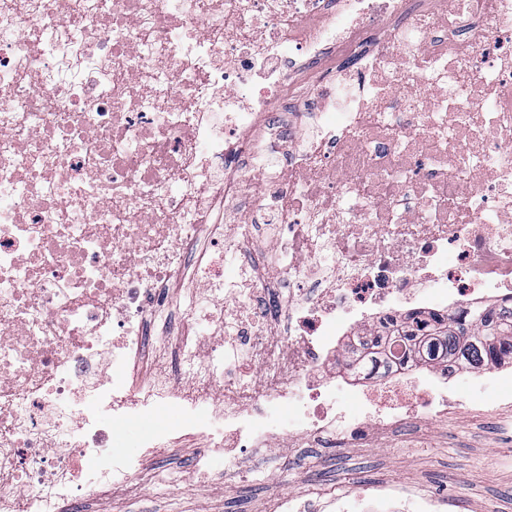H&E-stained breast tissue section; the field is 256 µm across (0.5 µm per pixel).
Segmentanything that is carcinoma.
<instances>
[{
	"mask_svg": "<svg viewBox=\"0 0 512 512\" xmlns=\"http://www.w3.org/2000/svg\"><path fill=\"white\" fill-rule=\"evenodd\" d=\"M397 335L409 353L423 354L450 370L512 357V298L486 311L459 310L441 318L415 320Z\"/></svg>",
	"mask_w": 512,
	"mask_h": 512,
	"instance_id": "1",
	"label": "carcinoma"
}]
</instances>
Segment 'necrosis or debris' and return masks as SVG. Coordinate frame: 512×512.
I'll return each mask as SVG.
<instances>
[{
    "instance_id": "4bbe7bcc",
    "label": "necrosis or debris",
    "mask_w": 512,
    "mask_h": 512,
    "mask_svg": "<svg viewBox=\"0 0 512 512\" xmlns=\"http://www.w3.org/2000/svg\"><path fill=\"white\" fill-rule=\"evenodd\" d=\"M511 294L512 0H0V512L145 477L101 422L168 404L234 478L445 417L403 346L361 378L337 354Z\"/></svg>"
}]
</instances>
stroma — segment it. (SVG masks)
<instances>
[{"mask_svg":"<svg viewBox=\"0 0 512 512\" xmlns=\"http://www.w3.org/2000/svg\"><path fill=\"white\" fill-rule=\"evenodd\" d=\"M203 441L181 439L148 458L147 481L134 492H85L86 512H278L281 499L318 491L330 496L394 484L452 503L457 512H512V389L485 406H452L446 418L410 416L370 448H326L306 441L242 455L248 482L223 481L194 468ZM349 512L362 505L349 495Z\"/></svg>","mask_w":512,"mask_h":512,"instance_id":"obj_1","label":"stroma"}]
</instances>
